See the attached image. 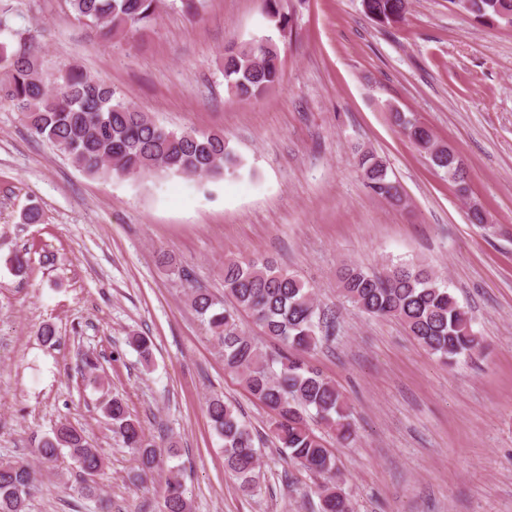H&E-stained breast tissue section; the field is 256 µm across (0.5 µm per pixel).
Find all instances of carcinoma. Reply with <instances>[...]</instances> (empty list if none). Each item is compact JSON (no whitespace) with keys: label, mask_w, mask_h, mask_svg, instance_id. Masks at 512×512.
<instances>
[{"label":"carcinoma","mask_w":512,"mask_h":512,"mask_svg":"<svg viewBox=\"0 0 512 512\" xmlns=\"http://www.w3.org/2000/svg\"><path fill=\"white\" fill-rule=\"evenodd\" d=\"M282 0H262L274 33L225 48L221 61L228 94L239 101L261 98L281 76L278 41L292 33V18ZM77 19L99 29L109 39L156 23L160 0H67ZM475 16L486 20L512 18V0H473ZM364 13L379 24L403 19L407 0H362ZM0 105L22 116L34 136L49 142L70 162L93 178L152 174L224 179L241 167L222 131L172 130L129 100L116 96L112 84L72 66L50 72L34 38L21 37L10 48L0 40ZM393 125L448 176L466 195L467 171L459 155L436 141L432 131L396 108ZM357 166L370 191L402 201L400 186L376 153H358ZM342 296L360 312L400 322L428 353L446 364L480 353L484 339L473 329L472 312L461 306L448 286L423 265H393L375 272L346 265L338 274ZM189 300L207 333L224 350V366L243 376L250 394L273 414L272 437L277 447L319 479V512H354L349 495L337 478L336 460L322 437L307 425L315 411L333 428L336 442L356 438L350 411L333 380L305 359L323 340L328 318L312 291L295 274L267 259L224 261V301L203 288L191 289ZM247 314L267 338L283 345L272 354L239 326ZM112 430L137 453L139 478L151 476L157 462L155 444L126 403L112 398L103 404ZM211 425L223 441L224 466L250 494L258 486L259 452L254 436L237 407L216 397L209 400ZM69 450L81 470L94 475L105 465L104 452L88 444L74 427L63 424L41 440L37 455L45 461ZM34 471L17 461H0V512H26L36 490ZM165 512H191L181 482L170 478L164 491Z\"/></svg>","instance_id":"1"}]
</instances>
